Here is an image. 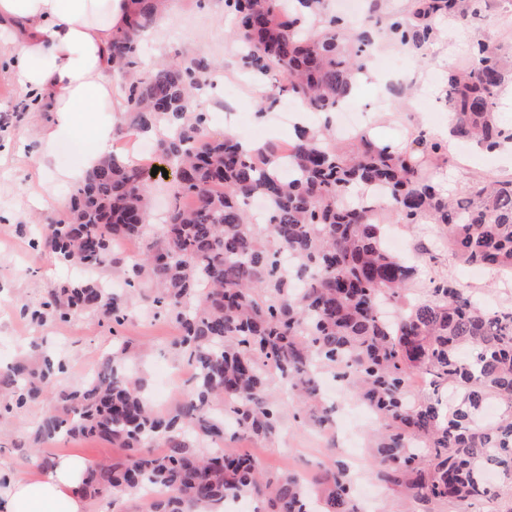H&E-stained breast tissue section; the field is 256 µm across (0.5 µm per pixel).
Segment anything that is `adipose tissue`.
I'll return each instance as SVG.
<instances>
[{"label": "adipose tissue", "mask_w": 512, "mask_h": 512, "mask_svg": "<svg viewBox=\"0 0 512 512\" xmlns=\"http://www.w3.org/2000/svg\"><path fill=\"white\" fill-rule=\"evenodd\" d=\"M131 0H0V38L16 57L15 80L37 100H48V126L33 160L53 165L60 143L77 142L81 165L66 171L78 180L112 151V124L99 114L117 112L108 47L128 22ZM88 465L76 458L51 462L37 479L8 478L0 512H87L80 492Z\"/></svg>", "instance_id": "adipose-tissue-1"}]
</instances>
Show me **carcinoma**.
I'll list each match as a JSON object with an SVG mask.
<instances>
[{
  "mask_svg": "<svg viewBox=\"0 0 512 512\" xmlns=\"http://www.w3.org/2000/svg\"><path fill=\"white\" fill-rule=\"evenodd\" d=\"M132 2L109 59L123 80L132 129L155 138L158 160L174 170L159 189L177 205L152 230L149 175L114 152L86 174L63 216L40 233L39 247L64 264L115 273L142 292L155 314L179 326L176 346L195 377L172 411H157L145 377L126 369L130 347L117 345L91 380L55 391L57 405L29 447L65 434L123 448L111 464L89 466L84 493L115 501L149 488L147 512H210L251 495L267 512H310L312 494L318 512H359L342 465L324 466L309 482L289 470L268 476L254 456L220 446L228 418L253 437L276 432L281 413L266 396L270 374L288 378L301 402L315 404L318 371L334 367L384 423L368 447L388 489L423 512L497 496L485 473L512 481V307H488L450 277L430 298L410 299L416 269L385 247L384 236L388 219L430 221L455 258L512 272V178L446 196L412 149L379 145L365 131L339 145L330 114L366 68L371 32L363 24L346 34L327 0L289 7L285 0H224L243 68L280 72L284 82L269 97L284 94L323 122L297 127L286 149L246 151L231 134L215 138L207 113L189 101L210 87L217 63L185 52L142 75L140 39L168 0ZM488 2L412 0L388 29L418 50L434 39L441 17L467 23ZM509 88L512 55L476 44L471 63L446 77L451 136L487 150L512 142V125L497 112ZM414 143L428 155L446 150L422 131ZM254 196L268 203L265 224L247 208ZM129 238L146 242L144 249L118 251ZM283 251L304 288L281 271ZM24 312L40 324L100 314L114 333L128 302L100 279H74L47 288ZM64 369L44 355L1 371L0 416L25 411ZM420 373L433 377L430 397L410 393ZM490 401L501 408L492 422L482 416ZM147 444L159 451L144 450Z\"/></svg>",
  "mask_w": 512,
  "mask_h": 512,
  "instance_id": "1",
  "label": "carcinoma"
}]
</instances>
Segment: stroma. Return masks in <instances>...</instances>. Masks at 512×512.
<instances>
[{"mask_svg":"<svg viewBox=\"0 0 512 512\" xmlns=\"http://www.w3.org/2000/svg\"><path fill=\"white\" fill-rule=\"evenodd\" d=\"M490 11L499 15L498 25H487L485 16H477L472 26L465 29L464 40L448 36L449 25L444 22L427 49L413 52L387 46L385 59L402 58L397 75L403 83L413 85L416 94L406 103L394 98L382 83L369 81L357 89L354 98L361 104H374L380 97L388 101L384 111L372 114L369 129L375 138L407 148L418 128L443 130L448 120L445 76L449 68L466 61L472 44L501 43L504 31L512 30V0H493ZM231 27V18L224 12V0H175L174 11L146 35L139 69L147 75L159 60L196 50L218 62L221 79L237 91L235 104L239 111L254 113L257 103L249 77L239 68L237 47L229 36ZM26 103L27 96L14 79L11 49L0 43V369L28 355L37 344L66 362L67 370L56 385L70 388L81 385L87 373L94 370L99 355L111 350L112 337L105 322L93 315L73 318L59 336L47 334L34 342L23 337L27 323L18 316L22 305L38 301L45 288L70 276L71 271L50 252H25L26 238L19 227L45 224L62 214L74 184L64 180L61 172L78 161L71 148L63 144L58 148L57 167L37 169L31 156L45 132L46 115L27 109ZM437 176L444 192L456 194L474 178L512 177V155L485 153L464 141H455L442 155ZM399 230L412 244L408 257L416 258L420 267L412 288L413 297L428 298L434 282L451 276L466 283L473 295L489 306H512V281H504L483 268L460 264L438 239L434 225L403 224ZM127 296L130 314L121 340L132 348L147 350L142 368L154 404L159 411H169L188 389L187 382L177 377L185 366L174 351L179 329L156 318L137 291H128ZM267 393L282 410L277 433L269 439L241 434L232 440V448L253 455L263 469L272 473L287 468L316 473L321 464L330 460L328 437L301 420L300 405L277 376H270ZM52 402L48 395L21 414L0 417L1 473L31 478L39 474L40 462L45 458L73 455L104 463L120 456V449L110 442L73 440L66 436L45 445L36 455L19 447V440L37 425ZM340 460L348 464L359 482L376 488L375 495L364 500V512H408V501L377 485L376 463L369 448L359 446L341 455Z\"/></svg>","mask_w":512,"mask_h":512,"instance_id":"35a3bbf8","label":"stroma"}]
</instances>
